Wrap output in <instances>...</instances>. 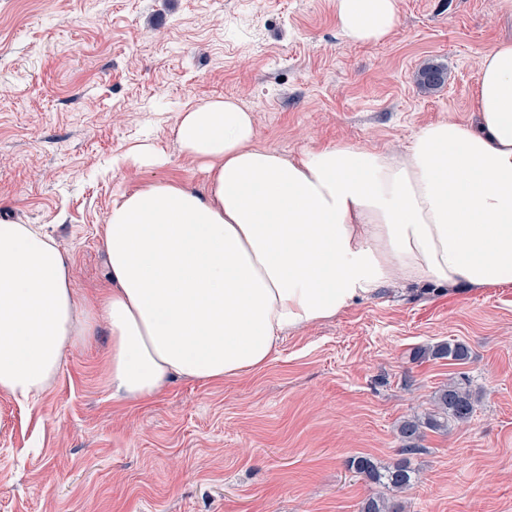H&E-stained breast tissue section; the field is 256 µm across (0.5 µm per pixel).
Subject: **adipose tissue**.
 <instances>
[{
  "instance_id": "adipose-tissue-1",
  "label": "adipose tissue",
  "mask_w": 512,
  "mask_h": 512,
  "mask_svg": "<svg viewBox=\"0 0 512 512\" xmlns=\"http://www.w3.org/2000/svg\"><path fill=\"white\" fill-rule=\"evenodd\" d=\"M398 0H336L351 44L386 40ZM476 122L421 128L404 153L332 144L287 156L255 146L251 111L210 99L176 138L202 189L159 179L112 200L113 399L174 378L220 383L268 363L286 331L336 317L391 282L512 284V42L482 55ZM94 324L71 260L30 224H0V393L37 399Z\"/></svg>"
}]
</instances>
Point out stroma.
I'll return each mask as SVG.
<instances>
[{
  "label": "stroma",
  "mask_w": 512,
  "mask_h": 512,
  "mask_svg": "<svg viewBox=\"0 0 512 512\" xmlns=\"http://www.w3.org/2000/svg\"><path fill=\"white\" fill-rule=\"evenodd\" d=\"M512 40L498 0H398L377 44L347 43L335 0H0V221L33 224L71 259L91 303L108 285L113 195L157 179L202 188L178 116L232 97L260 147L350 143L403 152L423 126L473 120L481 56ZM444 68L424 90L419 71ZM165 156L148 167L131 152ZM449 339L462 365L413 360ZM109 331L70 349L51 389L0 394V512H512V285L398 282L287 332L264 367L150 401L113 400ZM477 399L467 424L426 431L398 493L349 467L399 457L398 426L448 380Z\"/></svg>",
  "instance_id": "obj_1"
}]
</instances>
